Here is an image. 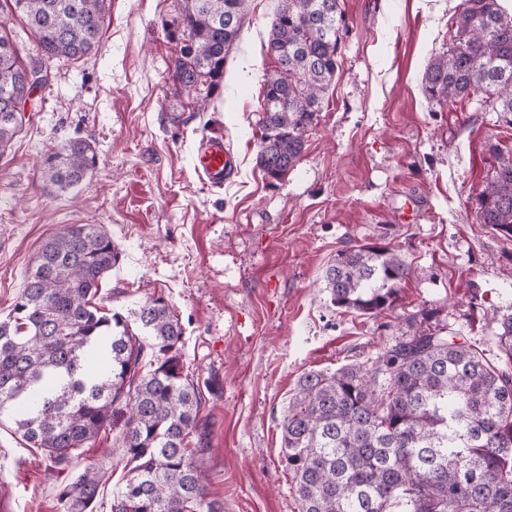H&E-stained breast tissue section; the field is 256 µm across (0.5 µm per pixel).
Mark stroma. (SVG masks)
<instances>
[{
    "label": "stroma",
    "mask_w": 512,
    "mask_h": 512,
    "mask_svg": "<svg viewBox=\"0 0 512 512\" xmlns=\"http://www.w3.org/2000/svg\"><path fill=\"white\" fill-rule=\"evenodd\" d=\"M280 0H249L224 80L206 109L176 92L179 47L164 26L177 0H109L98 50L49 60L24 127L0 156V319L10 313L42 243L97 224L118 247L95 303L134 310L163 296L185 328V369L198 379L208 432L202 482L224 512H299L282 463L280 412L299 377L363 362L423 329L484 350L494 316L512 312V238L476 218L512 126L468 99L430 101L424 69L450 47L465 0H341L348 31L336 78L280 180L257 165L262 90L275 75L270 22ZM219 132L236 156L224 188L195 169ZM95 146L91 177L62 195L39 182L50 145ZM378 244L412 268L393 309L334 307L323 279L338 250ZM104 474L98 512L125 484L119 432L55 465L0 415V493L8 512H65L59 490L89 466Z\"/></svg>",
    "instance_id": "35a3bbf8"
}]
</instances>
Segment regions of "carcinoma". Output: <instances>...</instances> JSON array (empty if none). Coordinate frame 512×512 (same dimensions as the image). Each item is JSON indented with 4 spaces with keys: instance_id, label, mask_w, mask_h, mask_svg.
<instances>
[{
    "instance_id": "cac0c4a2",
    "label": "carcinoma",
    "mask_w": 512,
    "mask_h": 512,
    "mask_svg": "<svg viewBox=\"0 0 512 512\" xmlns=\"http://www.w3.org/2000/svg\"><path fill=\"white\" fill-rule=\"evenodd\" d=\"M174 86L201 105L224 79L248 0H178ZM36 40L29 61L80 60L97 49L107 0H10ZM454 42L432 57L423 89L439 104L476 99L512 124V14L500 0H466ZM340 0H280L267 52L278 64L264 86L257 164L279 180L300 160L338 69ZM15 44L0 34V156L23 124L8 105L26 92ZM95 146L75 137L48 150L40 180L49 194L84 182ZM478 219L512 236V154L502 155L478 202ZM112 237L72 224L48 238L0 321V414L20 405L18 431L57 464L107 427L120 438L130 478L112 512H224L207 499L202 399L184 372V327L163 297L128 319L92 303L118 261ZM411 273L402 257L369 244L342 249L324 274L331 303L375 317L391 308ZM501 363L467 342L419 331L365 362L311 370L298 380L281 420V463L299 512H512V313L494 319ZM104 349L109 366L83 371ZM103 475L86 468L59 491L66 512H94Z\"/></svg>"
}]
</instances>
